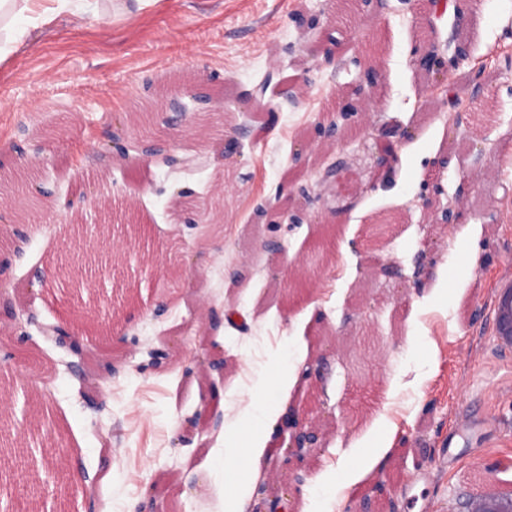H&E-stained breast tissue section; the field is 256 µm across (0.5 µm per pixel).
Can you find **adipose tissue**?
<instances>
[{"instance_id": "obj_1", "label": "adipose tissue", "mask_w": 512, "mask_h": 512, "mask_svg": "<svg viewBox=\"0 0 512 512\" xmlns=\"http://www.w3.org/2000/svg\"><path fill=\"white\" fill-rule=\"evenodd\" d=\"M81 0H0V64L8 60L14 44L29 39L34 30L65 19L82 21ZM283 366H276L247 392V412L224 437L225 512H248L245 487L258 475V448L269 437L276 415L288 399L284 393Z\"/></svg>"}]
</instances>
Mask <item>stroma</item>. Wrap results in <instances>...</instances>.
<instances>
[{"instance_id": "obj_1", "label": "stroma", "mask_w": 512, "mask_h": 512, "mask_svg": "<svg viewBox=\"0 0 512 512\" xmlns=\"http://www.w3.org/2000/svg\"><path fill=\"white\" fill-rule=\"evenodd\" d=\"M432 4L383 0L350 22L332 0H112L110 14L45 28L0 65V169L48 159L47 204L29 217L37 230L24 255L0 249V296L36 316L0 330V422L35 459L64 454L96 478L87 490L40 469L52 512H133L149 492L159 512H224L217 435L279 355L294 368L289 405L313 392L320 411L317 452L271 479L290 483L292 512L340 457L379 452L384 464L346 499H324L327 512H359L380 484L382 512H467L478 494H512V354L498 350L491 320L499 283L512 280V0H482L460 21L446 0L430 31L420 16ZM374 35L381 77L355 118L369 131L322 145L326 99L348 89L356 48ZM453 37L472 54L433 82L414 48ZM330 45L335 65L318 67ZM196 72L228 103L222 127L195 138L138 126ZM265 75L273 89L309 86L293 103L267 93L270 130L238 102ZM227 124L242 130L240 153L224 150ZM22 127L35 139L18 143ZM116 134L131 146L123 161L98 154ZM148 135L172 145L177 166L142 163ZM185 187L197 201L174 205ZM89 193L105 214L87 209ZM425 194L437 207L461 198L459 220L433 223ZM260 198L287 201V215L256 217ZM73 214L112 240L102 280L83 268L77 231L63 229ZM472 224L473 259L454 246ZM273 239L287 260H273ZM391 262L400 276L377 274ZM445 265L463 285L437 298ZM59 322L86 338L95 385L37 329ZM168 343L178 351L165 370L139 369L147 348ZM103 359L122 373L98 376ZM99 386L109 392L101 407L88 402ZM213 390L216 429L195 418ZM385 412L397 429L379 450L372 434Z\"/></svg>"}]
</instances>
